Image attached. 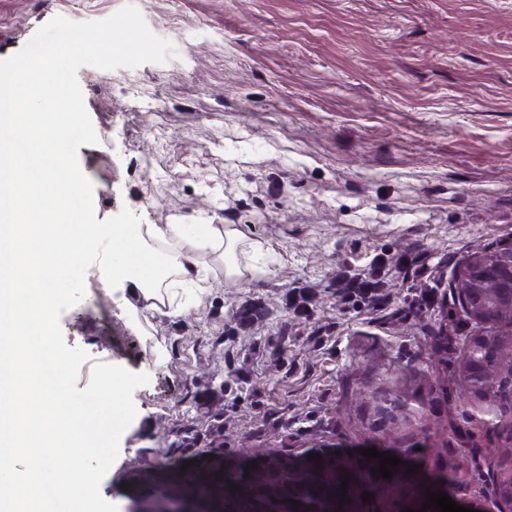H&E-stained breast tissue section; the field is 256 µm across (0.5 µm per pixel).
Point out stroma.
<instances>
[{
	"instance_id": "stroma-1",
	"label": "stroma",
	"mask_w": 512,
	"mask_h": 512,
	"mask_svg": "<svg viewBox=\"0 0 512 512\" xmlns=\"http://www.w3.org/2000/svg\"><path fill=\"white\" fill-rule=\"evenodd\" d=\"M55 30L81 103L79 223L242 238L235 274L197 251L201 286L170 274L152 309L100 281L101 243L57 268L65 390L45 430L118 417L92 512H125L138 469L207 454L397 453L389 479L363 462L360 512H406L415 464L464 459L484 486L453 287L469 252L512 240V0H0V73ZM378 262V295L341 296L337 271Z\"/></svg>"
}]
</instances>
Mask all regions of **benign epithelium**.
<instances>
[{
  "instance_id": "1",
  "label": "benign epithelium",
  "mask_w": 512,
  "mask_h": 512,
  "mask_svg": "<svg viewBox=\"0 0 512 512\" xmlns=\"http://www.w3.org/2000/svg\"><path fill=\"white\" fill-rule=\"evenodd\" d=\"M490 267L499 288L492 305L483 292L484 274ZM455 283L465 286L462 292L456 293L460 307L481 326V330L470 336L464 346L460 364V376L471 378L482 374L484 355L497 347L499 337H512V244L502 245L492 253L472 251L457 271ZM468 405L475 425L487 433L498 430L500 412L482 395L481 386L472 387ZM488 486L493 497L505 505L501 512H512V455L506 464L492 469ZM127 512H224V495L203 493L185 500L175 493L166 492L133 501Z\"/></svg>"
}]
</instances>
